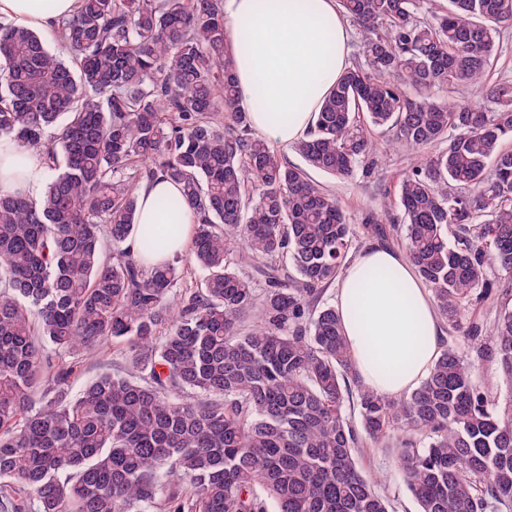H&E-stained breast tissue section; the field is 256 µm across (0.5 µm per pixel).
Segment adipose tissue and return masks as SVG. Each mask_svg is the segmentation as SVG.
<instances>
[{"mask_svg":"<svg viewBox=\"0 0 512 512\" xmlns=\"http://www.w3.org/2000/svg\"><path fill=\"white\" fill-rule=\"evenodd\" d=\"M80 0H0V19L52 29ZM224 40L235 61L238 104L272 144L305 139L348 66L349 31L338 0H224ZM46 179L40 153L0 138V191L34 193ZM336 310L359 379L393 397L411 392L440 354L441 322L403 252L372 245L342 271Z\"/></svg>","mask_w":512,"mask_h":512,"instance_id":"1","label":"adipose tissue"}]
</instances>
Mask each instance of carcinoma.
I'll return each mask as SVG.
<instances>
[{
  "label": "carcinoma",
  "mask_w": 512,
  "mask_h": 512,
  "mask_svg": "<svg viewBox=\"0 0 512 512\" xmlns=\"http://www.w3.org/2000/svg\"><path fill=\"white\" fill-rule=\"evenodd\" d=\"M340 2L361 60L292 145L301 165L238 108L223 0H80L53 32L63 56L0 24V136L49 172L37 197L0 192V512H390L355 452L396 430L418 512H512V392L473 378L493 356L512 389V308L468 325L469 354L450 337L413 391L373 392L321 303L356 228L312 177L349 179L369 129L389 133L415 157L399 241L448 330L497 299L489 266L512 281V79L487 76L512 0H448L429 20L416 0ZM440 87L483 104L429 96ZM158 175L182 188L158 209L188 205L193 237L151 265L183 233L137 222L136 190ZM183 261L200 285H181ZM243 266L264 274L262 300ZM109 338L132 374L69 397ZM48 344L71 361H47Z\"/></svg>",
  "instance_id": "obj_1"
}]
</instances>
